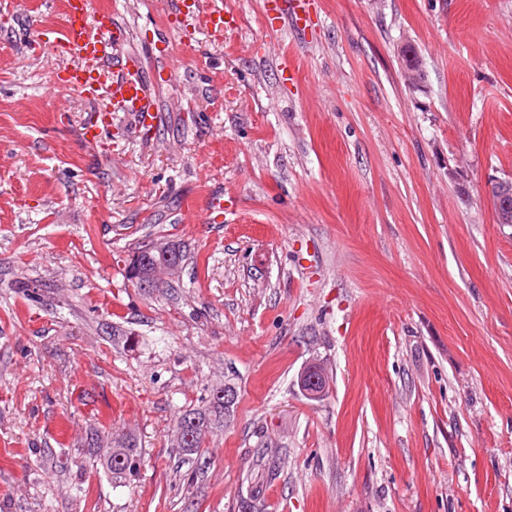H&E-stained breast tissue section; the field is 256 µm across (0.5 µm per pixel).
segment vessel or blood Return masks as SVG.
Returning <instances> with one entry per match:
<instances>
[{
  "label": "vessel or blood",
  "instance_id": "b4317fda",
  "mask_svg": "<svg viewBox=\"0 0 512 512\" xmlns=\"http://www.w3.org/2000/svg\"><path fill=\"white\" fill-rule=\"evenodd\" d=\"M172 4L183 24L220 32L228 23L222 0H172ZM66 14L61 31L33 42L35 52L52 53L65 61L51 89L103 95L114 110L136 113L142 125H152L159 101L145 81L142 61L125 49L127 28L111 14L89 15L84 0H67Z\"/></svg>",
  "mask_w": 512,
  "mask_h": 512
}]
</instances>
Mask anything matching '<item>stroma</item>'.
<instances>
[{"mask_svg":"<svg viewBox=\"0 0 512 512\" xmlns=\"http://www.w3.org/2000/svg\"><path fill=\"white\" fill-rule=\"evenodd\" d=\"M0 0V512H512V0H89L160 101L143 131L54 92L66 0ZM421 78L409 83L402 52ZM224 197V221L205 219ZM186 261L148 294L156 239ZM317 361L330 384L303 395ZM238 398L201 455L178 410ZM133 431L114 485L83 442ZM47 463L29 464L31 449ZM174 15L179 22L196 28L224 32L228 24L221 0H173ZM283 18L295 27L299 22L306 21L309 2L308 0H279L276 1ZM497 223L512 224V180L497 182L491 187ZM152 248L156 253L154 251H150L148 246H145L144 248H141L135 252L134 255H132L135 260L132 261V258H130V262L128 264V274L126 267V276L128 280L133 281L131 272L136 267H138L141 272L147 273L149 269L155 265V262L159 260L157 253L160 256L169 258L170 246L168 241L157 240L152 244Z\"/></svg>","mask_w":512,"mask_h":512,"instance_id":"obj_1","label":"stroma"}]
</instances>
